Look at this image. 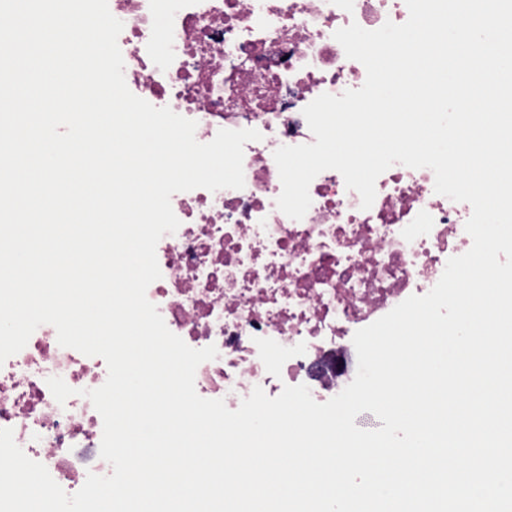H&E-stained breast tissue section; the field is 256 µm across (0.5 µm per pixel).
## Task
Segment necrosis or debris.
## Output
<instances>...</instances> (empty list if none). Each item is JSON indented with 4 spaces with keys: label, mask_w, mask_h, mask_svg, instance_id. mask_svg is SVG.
I'll list each match as a JSON object with an SVG mask.
<instances>
[{
    "label": "necrosis or debris",
    "mask_w": 512,
    "mask_h": 512,
    "mask_svg": "<svg viewBox=\"0 0 512 512\" xmlns=\"http://www.w3.org/2000/svg\"><path fill=\"white\" fill-rule=\"evenodd\" d=\"M129 90L194 120L207 143L222 129H254L245 186L171 198L180 221L156 248L147 289L168 329L190 347L215 346L195 389L237 409L254 388L271 397L306 385L316 402L339 394L352 367L346 339L412 295L429 292L449 258L467 252L472 207L434 191L431 169L391 166L370 209L334 170L310 184L303 219L282 213L274 151L314 140L303 108L360 88L364 66L333 34L351 23H405V0H110ZM108 375L103 358L59 345L44 324L0 364V428L69 494L100 456L103 421L87 398ZM74 389L65 403L47 380Z\"/></svg>",
    "instance_id": "1"
}]
</instances>
